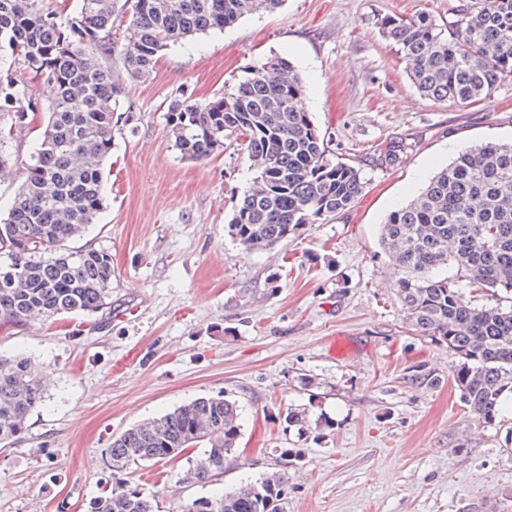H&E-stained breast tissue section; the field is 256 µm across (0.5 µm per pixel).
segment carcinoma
<instances>
[{"mask_svg": "<svg viewBox=\"0 0 512 512\" xmlns=\"http://www.w3.org/2000/svg\"><path fill=\"white\" fill-rule=\"evenodd\" d=\"M46 0H0V148L27 125L36 102L32 72L55 89L34 163L0 220V320L19 323L93 314L111 304L112 254L70 250L103 206V164L112 150L120 82L102 58L112 54V14L131 19L122 49L131 77L149 74L168 45L223 30L272 11L283 0H79L61 22ZM442 33L426 16L380 20L398 47L414 87L453 103L491 98L512 82V0H473L451 8ZM303 81L285 57L249 73L234 90L208 102L172 101L166 113L182 158L204 161L224 139L240 141L254 172L230 222L246 250H266L309 224L348 210L361 192L358 170L332 157L309 113L296 107ZM380 243L401 270L396 295L415 330L461 358L454 382L478 419L498 417L512 392V307L478 305L464 289L512 293V143L460 150L380 226ZM45 400L39 369L23 356H0V444L26 431ZM242 412L224 396L200 397L145 419L112 439V474L170 460L207 444L190 468L197 481L234 457ZM279 472L246 480L219 496H202L182 512H267L285 492ZM87 512H155L123 481L88 503Z\"/></svg>", "mask_w": 512, "mask_h": 512, "instance_id": "1", "label": "carcinoma"}]
</instances>
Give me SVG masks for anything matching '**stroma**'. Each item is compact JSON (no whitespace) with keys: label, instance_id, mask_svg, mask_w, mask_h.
<instances>
[{"label":"stroma","instance_id":"stroma-1","mask_svg":"<svg viewBox=\"0 0 512 512\" xmlns=\"http://www.w3.org/2000/svg\"><path fill=\"white\" fill-rule=\"evenodd\" d=\"M459 2L282 0L168 46L144 78L109 57L123 92L105 207L71 246L111 251L112 308L0 326V354L31 358L47 382L25 433L0 447V512H86L114 482L115 436L219 395L243 412L221 474L184 481L198 448L125 474L159 512L273 470L288 477L287 512H512V406L491 424L469 412L457 355L410 331L379 239L385 215L459 150L512 141V82L485 102L427 98L379 29L421 14L447 28ZM274 56L303 78L304 111L362 190L346 212L248 252L229 226L253 176L246 154L228 139L209 160L182 159L166 111L176 98L222 97ZM28 88L39 110L7 147L1 218L52 99L40 79ZM391 141L397 161L379 164L375 149ZM418 371L438 384L410 382ZM291 408L307 409V429L287 426Z\"/></svg>","mask_w":512,"mask_h":512}]
</instances>
